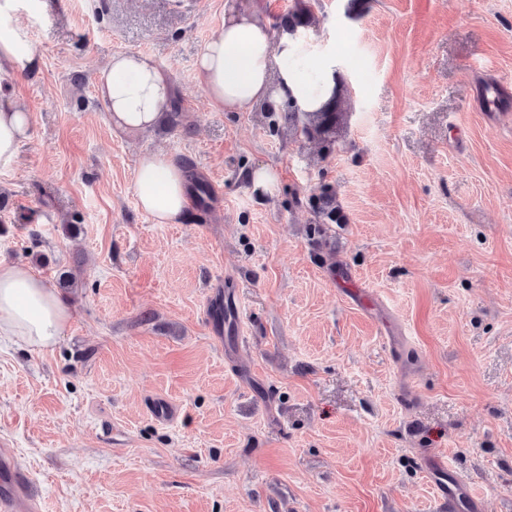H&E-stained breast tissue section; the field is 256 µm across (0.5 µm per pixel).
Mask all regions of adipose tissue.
<instances>
[{"mask_svg": "<svg viewBox=\"0 0 512 512\" xmlns=\"http://www.w3.org/2000/svg\"><path fill=\"white\" fill-rule=\"evenodd\" d=\"M20 6L21 0H0V171L13 167L33 123L26 106L5 95L36 64ZM309 55L296 32H273L237 0H224V23L203 45L197 77L211 103L227 112H250L269 100L316 112L336 94V71L327 58L311 67ZM96 81L113 125L123 131L151 128L169 108L170 80L149 55H112ZM134 184L139 209L157 224L178 223L193 201L183 168L160 152L140 157ZM72 316L71 306L26 263L0 260V338L48 350Z\"/></svg>", "mask_w": 512, "mask_h": 512, "instance_id": "adipose-tissue-1", "label": "adipose tissue"}]
</instances>
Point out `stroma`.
Segmentation results:
<instances>
[{
	"mask_svg": "<svg viewBox=\"0 0 512 512\" xmlns=\"http://www.w3.org/2000/svg\"><path fill=\"white\" fill-rule=\"evenodd\" d=\"M40 2L0 258L69 272L74 314L51 351L0 342V443L41 512H512V0H310L328 141L210 104L224 0ZM128 52L166 71L178 127H113L96 76ZM155 151L222 194L154 223L134 173ZM326 190L343 220L314 235Z\"/></svg>",
	"mask_w": 512,
	"mask_h": 512,
	"instance_id": "1",
	"label": "stroma"
}]
</instances>
